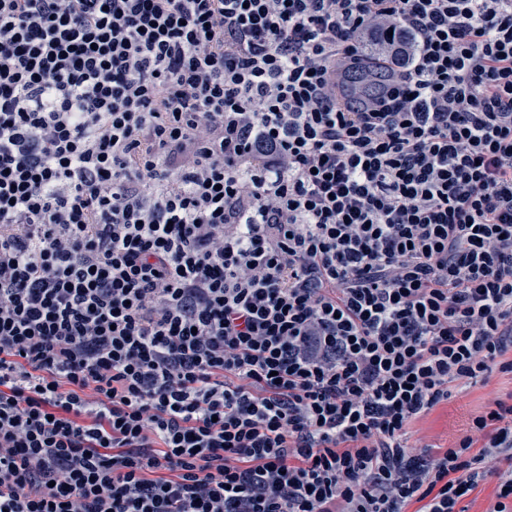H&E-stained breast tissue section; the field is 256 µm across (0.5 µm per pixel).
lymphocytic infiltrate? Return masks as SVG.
Listing matches in <instances>:
<instances>
[{"label":"lymphocytic infiltrate","instance_id":"1","mask_svg":"<svg viewBox=\"0 0 512 512\" xmlns=\"http://www.w3.org/2000/svg\"><path fill=\"white\" fill-rule=\"evenodd\" d=\"M496 368L512 0H0V512H512ZM511 394L512 374L496 369L486 383L478 381L462 390H453L448 401L441 402L412 425L413 438L423 437L429 444L446 448L450 440L465 432L471 419L483 412L490 400H508ZM496 481L491 479L483 482L469 497L465 498L457 508H464L466 512H489L496 503Z\"/></svg>","mask_w":512,"mask_h":512}]
</instances>
